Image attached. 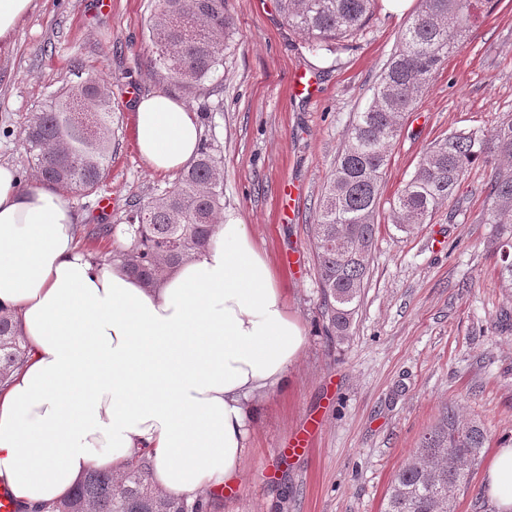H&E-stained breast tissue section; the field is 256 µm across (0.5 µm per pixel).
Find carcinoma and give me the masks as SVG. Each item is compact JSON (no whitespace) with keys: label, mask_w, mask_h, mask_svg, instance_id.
<instances>
[{"label":"carcinoma","mask_w":512,"mask_h":512,"mask_svg":"<svg viewBox=\"0 0 512 512\" xmlns=\"http://www.w3.org/2000/svg\"><path fill=\"white\" fill-rule=\"evenodd\" d=\"M376 0H279L288 27L314 52L360 34ZM226 0H158L149 20L157 61L167 78L194 96L224 68V51L236 28ZM493 0H422L399 35L372 89L369 104L347 130L344 148L328 180L311 225L319 268L322 306L336 340L350 335L356 302L367 276L376 235L374 216L388 150L401 119L419 100L448 55L479 22ZM33 163L34 181L65 194L97 192L112 162V91L89 76L63 88L20 131ZM491 166L482 223L492 225L500 275L512 285V118L492 133L451 130L421 157L393 201L399 228L425 224L449 201L468 169ZM224 219V173L215 140L201 139L196 156L178 180L146 203L128 206L122 226L102 224L98 233H120L126 244L104 260L147 286L198 253ZM26 352L14 315L0 310V384L24 363ZM487 435L475 419L446 418L425 433L417 451L391 483L384 512H454V492L467 482ZM199 497L191 502L152 490L148 473L128 465L120 477L88 470L60 501L35 512H212Z\"/></svg>","instance_id":"1"}]
</instances>
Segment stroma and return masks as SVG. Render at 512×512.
Listing matches in <instances>:
<instances>
[{
	"label": "stroma",
	"mask_w": 512,
	"mask_h": 512,
	"mask_svg": "<svg viewBox=\"0 0 512 512\" xmlns=\"http://www.w3.org/2000/svg\"><path fill=\"white\" fill-rule=\"evenodd\" d=\"M156 0H35L0 49V163L30 185L32 163L20 127L62 87L95 75L110 86L115 136L112 163L98 194L74 196L81 244L118 223L128 204L147 202L174 176L150 170L134 139L133 97L165 91L148 19ZM421 0L391 13L379 3L362 35L336 52L308 49L277 0H228L236 44L224 72L205 83L213 112L209 135L223 158L224 208L248 225L277 269L289 313L306 344L287 388L260 399L242 475L218 492L219 512H383L391 482L422 436L447 410L480 419L487 443L455 492L454 512H496L483 473L498 448L512 446V288L499 275L490 227L481 214L490 169L474 165L457 196L410 232L393 222L391 204L422 155L448 131L492 132L512 114V0H496L467 41L436 72L407 115L388 153L378 226L351 335L336 342L321 314L310 228L355 112L397 46ZM307 73L315 97L290 96V79ZM298 193L294 211L279 202L283 183ZM111 206L98 208L100 197ZM313 429L310 448L290 442Z\"/></svg>",
	"instance_id": "stroma-1"
}]
</instances>
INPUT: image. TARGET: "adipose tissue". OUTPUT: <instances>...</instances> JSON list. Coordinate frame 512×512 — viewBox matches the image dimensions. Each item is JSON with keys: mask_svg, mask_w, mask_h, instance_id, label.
Masks as SVG:
<instances>
[{"mask_svg": "<svg viewBox=\"0 0 512 512\" xmlns=\"http://www.w3.org/2000/svg\"><path fill=\"white\" fill-rule=\"evenodd\" d=\"M155 172L192 160L201 128L174 96L134 104ZM61 194L0 164V307L28 349L0 385V483L24 508L63 498L91 468L145 459L161 493L195 499L240 478L257 400L286 387L306 335L247 225L225 214L193 258L146 287L80 248ZM483 486L512 512V446Z\"/></svg>", "mask_w": 512, "mask_h": 512, "instance_id": "adipose-tissue-1", "label": "adipose tissue"}]
</instances>
